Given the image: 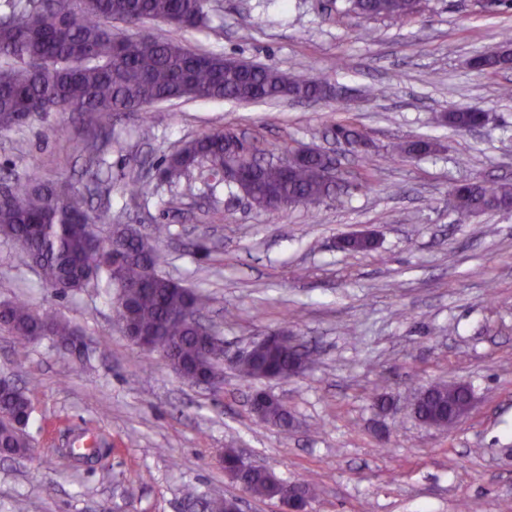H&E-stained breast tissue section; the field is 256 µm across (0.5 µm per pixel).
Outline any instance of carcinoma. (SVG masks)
I'll list each match as a JSON object with an SVG mask.
<instances>
[{
	"instance_id": "obj_1",
	"label": "carcinoma",
	"mask_w": 512,
	"mask_h": 512,
	"mask_svg": "<svg viewBox=\"0 0 512 512\" xmlns=\"http://www.w3.org/2000/svg\"><path fill=\"white\" fill-rule=\"evenodd\" d=\"M350 10L370 17L404 19L414 13L418 0H348ZM208 0H3L0 11V133L19 131L28 122L50 112L86 113L104 128L119 112H138L173 100H233L251 102L280 98L323 99L326 84L303 72H283L258 65L245 73L224 65V55L192 50L180 41L153 39L150 45L134 34L112 31V23L127 26L146 21L171 23L178 29L208 26ZM512 64L506 54H484L476 59L481 70L497 72ZM483 109L468 105L438 118L441 123L467 132L480 125ZM335 139L357 141L361 134L351 124L336 123ZM100 134L74 142V150L88 155L89 167L97 164ZM435 144L416 140L400 147V153L428 154ZM241 167L252 176L254 206L266 209L274 198L288 204H312L342 190L349 194L371 185L375 160L361 157L359 171L346 184L332 185L320 173L321 161L300 158L288 173L276 166H262L256 155ZM232 153L224 132L215 131L185 144L161 160L155 176L178 183L192 175L224 171V159ZM0 197V238L21 242L26 260L36 265L46 286L65 295L88 285L109 293L124 286L123 305L115 308L122 332L145 333L163 343L174 372L202 384L209 379L224 382L221 359L203 354L209 336L200 334L191 321L179 319L186 311L200 316L209 298L184 286L161 269L164 256L156 245L162 230L150 235L115 228L101 238L94 224L112 223L106 211L93 216L72 206L73 192L66 182L46 184L38 178L3 180ZM452 204L458 222L478 211L512 199V184L466 182L452 187ZM0 329L25 349L43 339L69 351L75 361L90 363L95 349L76 339L78 329L51 310L40 313L26 300L0 304ZM308 354L287 344L260 348L253 357L237 364L239 374L257 380L269 372L288 378ZM468 387L460 382L429 385L417 408L419 417L436 428L448 427V414L459 412ZM262 421L284 431L291 417L280 399L257 406ZM32 414L29 392L12 384L0 386V455L25 457L33 441L26 431ZM248 492L270 499L268 474L256 470Z\"/></svg>"
}]
</instances>
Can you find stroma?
I'll return each instance as SVG.
<instances>
[{
  "mask_svg": "<svg viewBox=\"0 0 512 512\" xmlns=\"http://www.w3.org/2000/svg\"><path fill=\"white\" fill-rule=\"evenodd\" d=\"M208 27L188 32L151 21L143 35L178 39L286 72L308 71L330 99L237 103L172 101L114 115L100 145L112 192L89 189L85 159L68 137L87 117L52 112L0 133V178L69 182L82 209L110 206L112 222L158 241L164 270L208 294L206 314L227 354L270 329L313 352L286 380L249 382L232 362L209 389L140 349L114 320L113 295L95 287L65 297L44 288L17 245L0 238V303L21 296L51 308L100 347L78 367L42 340L19 350L0 331V375L32 398L27 458L0 459V512H190L186 491L238 496L242 512H280L224 473L235 448L289 483L318 489L309 512H506L512 507V212L458 223L448 193L462 180L512 183V69L478 70L473 58L512 50V7L500 0H420L404 20L345 12L343 0H211ZM476 105L487 124L458 132L437 114ZM354 122L365 148L334 145L330 127ZM65 135L44 139V124ZM153 135L142 139L143 126ZM245 134L270 153L333 151L342 175L362 154L376 160L364 192L276 213L246 206L224 187L173 188L149 168L216 130ZM420 137L422 157L397 146ZM143 191L130 196L132 180ZM368 233L364 253L336 250L341 235ZM468 384L469 415L423 426L411 405L426 385ZM279 398L289 431L259 420L255 389ZM396 403L385 413L377 394Z\"/></svg>",
  "mask_w": 512,
  "mask_h": 512,
  "instance_id": "1",
  "label": "stroma"
}]
</instances>
